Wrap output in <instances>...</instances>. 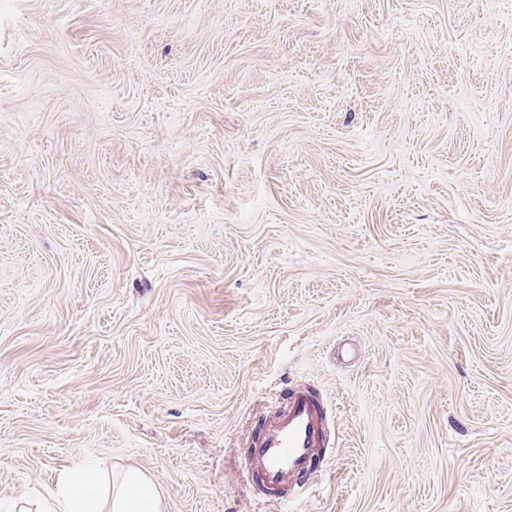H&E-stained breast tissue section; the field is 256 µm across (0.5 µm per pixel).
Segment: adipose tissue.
<instances>
[{"label":"adipose tissue","instance_id":"obj_1","mask_svg":"<svg viewBox=\"0 0 512 512\" xmlns=\"http://www.w3.org/2000/svg\"><path fill=\"white\" fill-rule=\"evenodd\" d=\"M41 512H164V500L152 478L127 468L111 485L82 470L64 476L55 494L42 502Z\"/></svg>","mask_w":512,"mask_h":512}]
</instances>
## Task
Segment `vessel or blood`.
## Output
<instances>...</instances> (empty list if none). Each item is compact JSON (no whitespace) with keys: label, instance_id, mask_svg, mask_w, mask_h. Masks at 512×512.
Returning <instances> with one entry per match:
<instances>
[{"label":"vessel or blood","instance_id":"vessel-or-blood-1","mask_svg":"<svg viewBox=\"0 0 512 512\" xmlns=\"http://www.w3.org/2000/svg\"><path fill=\"white\" fill-rule=\"evenodd\" d=\"M261 423L246 439L243 476L258 503L299 497L321 473L333 444L328 410L311 388L294 385L265 399Z\"/></svg>","mask_w":512,"mask_h":512}]
</instances>
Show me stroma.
<instances>
[{
    "label": "stroma",
    "mask_w": 512,
    "mask_h": 512,
    "mask_svg": "<svg viewBox=\"0 0 512 512\" xmlns=\"http://www.w3.org/2000/svg\"><path fill=\"white\" fill-rule=\"evenodd\" d=\"M319 393L289 505L253 411ZM512 512V0H0V512ZM256 414L261 424L246 439L243 477L258 504L298 498L323 470L324 448L334 444L328 410L314 390L294 385L263 400ZM37 512H163L164 500L152 478L129 467L105 487L99 475L81 470L64 476L56 493Z\"/></svg>",
    "instance_id": "1"
}]
</instances>
